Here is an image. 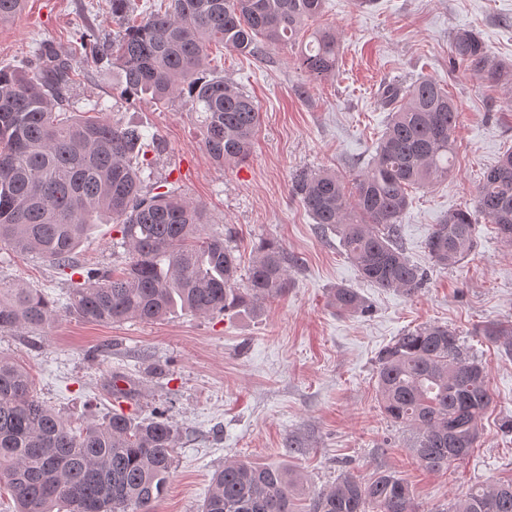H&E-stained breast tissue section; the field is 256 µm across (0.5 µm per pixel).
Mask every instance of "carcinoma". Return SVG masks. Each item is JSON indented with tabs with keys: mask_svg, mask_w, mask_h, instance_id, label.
I'll list each match as a JSON object with an SVG mask.
<instances>
[{
	"mask_svg": "<svg viewBox=\"0 0 512 512\" xmlns=\"http://www.w3.org/2000/svg\"><path fill=\"white\" fill-rule=\"evenodd\" d=\"M25 0H0V24ZM117 31L80 39L92 59L121 71L125 89L156 102L182 97L203 114V144L217 162L248 159L261 113L253 98L222 76H208L209 50L252 56L259 45L305 44L298 63L314 78L336 71V30L317 25L325 0H167L135 15L132 0H109ZM457 63L509 79L512 67L490 64L467 29L451 40ZM72 62L46 41L26 70L0 69V249L35 254L78 273L73 253L91 224L112 219L128 254L121 271L102 282L91 271L70 281L64 313L91 323L162 320L177 310L199 316L244 308L259 311L283 295L296 261L281 246L255 249L247 285L224 236L207 232L203 206L171 191L145 190L142 172L158 148L137 125L72 113L67 89ZM395 104L370 167L348 187L333 171L306 174L292 192L322 230L336 232L361 279L413 294L426 273L399 244L408 188L448 178L459 110L439 81L420 77L406 89L389 86ZM512 247V150L485 171L475 212H448L429 233L432 263H460L475 242L474 214ZM330 304L358 314L364 299L336 287ZM58 311L36 288L0 276V332L51 325ZM481 334L512 353V324ZM376 383L387 418L413 433L411 450L430 471L470 455L492 403L484 367L446 325L408 330L383 348ZM178 433L159 415L139 419L114 410L74 424L36 397L27 371L0 358V483L15 512H156L173 465ZM296 480L245 459L224 462L201 512H293ZM309 512H414L408 485L382 471L362 484L349 475L313 499ZM446 512H512V479L473 489Z\"/></svg>",
	"mask_w": 512,
	"mask_h": 512,
	"instance_id": "obj_1",
	"label": "carcinoma"
}]
</instances>
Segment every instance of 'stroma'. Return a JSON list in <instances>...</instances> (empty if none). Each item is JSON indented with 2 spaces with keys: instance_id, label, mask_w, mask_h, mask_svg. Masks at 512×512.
<instances>
[{
  "instance_id": "35a3bbf8",
  "label": "stroma",
  "mask_w": 512,
  "mask_h": 512,
  "mask_svg": "<svg viewBox=\"0 0 512 512\" xmlns=\"http://www.w3.org/2000/svg\"><path fill=\"white\" fill-rule=\"evenodd\" d=\"M340 40L339 67L313 83L294 49L263 47L258 57L211 49L209 72L233 81L262 113L249 159L214 161L202 142V117L176 99L157 105L124 92L110 65L77 58L71 96L80 111L101 102L113 121L158 135L145 169L152 193L178 190L202 205L210 231L224 234L242 264L260 242L298 258L287 292L256 315L177 313L145 323L92 324L60 316L31 331L0 332V357L29 372L36 396L75 421L117 408L112 374L136 389L141 416L167 409L180 432L157 512H200L225 461L248 458L298 475L297 512L342 474L370 482L380 471L405 481L417 512H444L472 487L512 477V355L479 336L488 322L512 323V248L478 222L477 244L452 268L431 266L425 243L448 211L475 206L478 184L512 148V90L449 64L450 39L467 28L492 60L512 64V0H328L323 17ZM109 0H28L0 25V67H26L41 41L70 52L78 34L114 32ZM431 77L460 108L455 164L447 180L410 191L399 243L426 268L414 294L363 282L336 233L321 234L291 192L296 175L333 170L346 182L366 170L391 110L386 84ZM112 225H95L77 250L79 266L120 270L127 254ZM0 274L67 302L68 277L41 257L0 250ZM356 289L363 314L342 315L333 288ZM426 324L455 329L488 374L493 402L470 456L431 472L411 452L412 433L383 413L376 358L403 331Z\"/></svg>"
}]
</instances>
